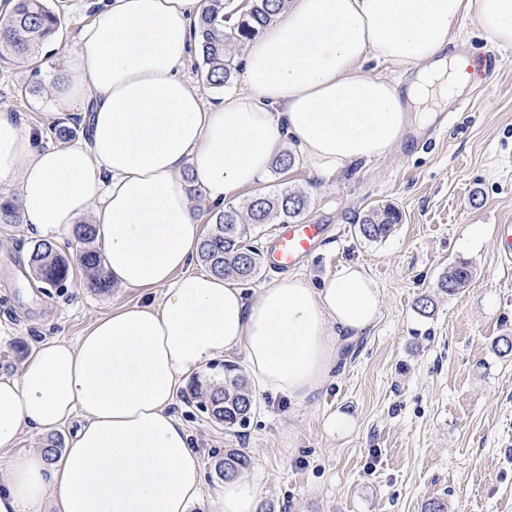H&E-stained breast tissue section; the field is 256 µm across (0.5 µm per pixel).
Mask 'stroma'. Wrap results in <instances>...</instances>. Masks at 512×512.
<instances>
[{"label":"stroma","instance_id":"1","mask_svg":"<svg viewBox=\"0 0 512 512\" xmlns=\"http://www.w3.org/2000/svg\"><path fill=\"white\" fill-rule=\"evenodd\" d=\"M62 25L47 57L0 62V112L31 133L36 147L59 143L48 127L51 96L33 91L67 66L73 35L105 0H49ZM452 50L495 56L499 66L449 101L402 150L344 166L327 177L304 159L267 172L253 193L281 184L310 200L304 219L327 239L297 267L320 284L341 264L363 267L381 290L380 321L350 343L324 388L297 406L250 380L242 355L213 361L205 380H223L231 363L248 378L254 405L245 425L213 422L181 387L172 408L201 459L206 490L220 484L226 450L250 458L260 485L258 512H512V264L498 256L495 227L512 224V46L497 47L464 19ZM390 204L403 220L383 239L358 232L373 206ZM29 226L0 224V374L18 372L40 342L76 340L99 316L142 298L136 288H93L80 267L66 284L37 279ZM467 264L470 283L449 294L438 283ZM432 304L420 310L418 300ZM353 415L355 430L332 437L327 414Z\"/></svg>","mask_w":512,"mask_h":512}]
</instances>
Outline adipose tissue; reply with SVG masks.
Listing matches in <instances>:
<instances>
[{"label": "adipose tissue", "instance_id": "ef3b65f1", "mask_svg": "<svg viewBox=\"0 0 512 512\" xmlns=\"http://www.w3.org/2000/svg\"><path fill=\"white\" fill-rule=\"evenodd\" d=\"M201 8L109 0L81 29L46 121L80 115L83 141L34 147L0 113V186L16 188L25 224L56 239L91 216L112 283L147 293L0 375V450L11 454L0 512H257L249 472L205 492L171 412L179 385L239 352L263 390L303 404L376 324L382 297L350 263L318 286L292 274L250 296L194 270L203 227L190 184L223 208L289 146L318 176L386 157L475 78V60L448 50L462 17L512 46V0H289L247 44L243 90L209 107L181 75ZM371 57L416 75L404 85L370 75ZM65 425L55 460L19 451L24 433Z\"/></svg>", "mask_w": 512, "mask_h": 512}]
</instances>
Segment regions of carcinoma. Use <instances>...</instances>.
I'll return each mask as SVG.
<instances>
[{
    "mask_svg": "<svg viewBox=\"0 0 512 512\" xmlns=\"http://www.w3.org/2000/svg\"><path fill=\"white\" fill-rule=\"evenodd\" d=\"M286 0H249L242 12L228 0H206L193 32L202 54L207 83L217 89L230 84L236 67L227 49L229 36L224 24L233 22L235 43L243 45L274 21ZM60 16L48 7L46 0H14L11 10L0 14V61L41 55L59 27ZM309 207L308 197L284 187L274 194H257L239 209L230 206L215 214V224L199 246L198 255L208 269L217 275H234L241 280L253 278L261 270V253L250 245L251 234L263 224H286L301 220ZM20 210L12 198L0 197V223L17 224ZM402 215L391 205L370 208L359 220V232L368 240L385 237L400 223ZM76 238L83 244L76 261L92 284L102 290L111 282L102 270L101 253L94 245L95 229L91 224L74 226ZM37 279L50 286L62 285L70 276L71 262L58 253L55 245L43 240L37 243L29 258ZM472 279L470 268L461 263L452 267L440 281V288L454 294ZM229 376L215 386L199 380L191 387V398L213 421L233 428L243 424L251 412L253 397L243 379L231 375L234 365L227 364ZM248 464L243 453H229L219 463V475L226 478Z\"/></svg>",
    "mask_w": 512,
    "mask_h": 512,
    "instance_id": "cac0c4a2",
    "label": "carcinoma"
}]
</instances>
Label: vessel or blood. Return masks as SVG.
I'll list each match as a JSON object with an SVG mask.
<instances>
[{"mask_svg": "<svg viewBox=\"0 0 512 512\" xmlns=\"http://www.w3.org/2000/svg\"><path fill=\"white\" fill-rule=\"evenodd\" d=\"M325 227L299 221L279 225L270 247L263 255L267 270L285 272L296 267L313 247L325 240Z\"/></svg>", "mask_w": 512, "mask_h": 512, "instance_id": "1", "label": "vessel or blood"}]
</instances>
